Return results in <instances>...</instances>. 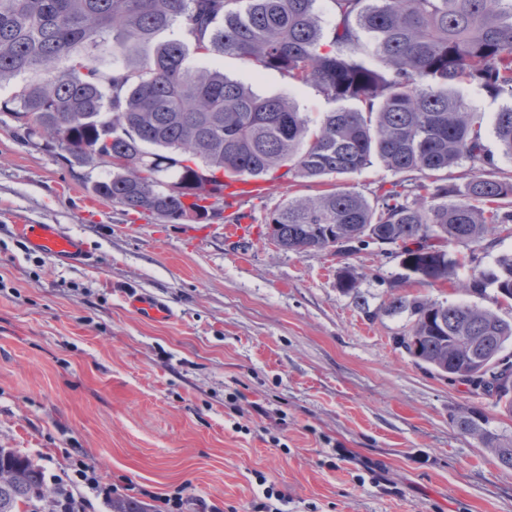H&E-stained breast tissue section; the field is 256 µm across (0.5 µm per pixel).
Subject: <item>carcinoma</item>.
<instances>
[{
  "label": "carcinoma",
  "mask_w": 512,
  "mask_h": 512,
  "mask_svg": "<svg viewBox=\"0 0 512 512\" xmlns=\"http://www.w3.org/2000/svg\"><path fill=\"white\" fill-rule=\"evenodd\" d=\"M325 29L317 0H0V82L37 78L6 116L38 136L87 189L127 211L181 224L222 210L223 176L292 177L322 184L373 161L398 175L368 199L350 187L291 198L270 212L265 235L296 253L358 243L399 260L403 283L512 301V254L477 270L479 253L512 234V180L494 167L477 108L454 91L472 85L512 98V0H331ZM210 59L190 66L188 56ZM315 86L341 103L319 121L286 97L257 94L224 75L216 57ZM71 58L57 71L53 63ZM512 156V105L494 118ZM463 162V184L442 172ZM105 169V176L92 172ZM338 287L370 313L355 270ZM377 312L406 316L395 336L415 363L512 413V320L427 295L393 294ZM500 466L512 438L476 413L455 417ZM50 493L29 458L0 448V512H22Z\"/></svg>",
  "instance_id": "cac0c4a2"
}]
</instances>
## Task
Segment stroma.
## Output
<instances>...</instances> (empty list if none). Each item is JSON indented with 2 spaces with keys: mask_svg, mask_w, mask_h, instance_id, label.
<instances>
[{
  "mask_svg": "<svg viewBox=\"0 0 512 512\" xmlns=\"http://www.w3.org/2000/svg\"><path fill=\"white\" fill-rule=\"evenodd\" d=\"M227 77L292 99L311 119L335 109L313 86L223 58ZM484 116L498 178H512L494 116L512 98L468 85ZM302 180L242 200L252 234L163 224L112 204L88 208L75 173L45 145L0 123V448L29 457L56 512L69 456L103 483L182 493L186 512H259L265 487L283 512H512V471L455 414L473 411L512 436L493 398L420 368L393 338L401 317L377 314L400 293L397 259L376 248L294 253L258 231ZM79 234L90 264L28 251L15 220ZM353 267L374 317L336 286ZM130 288L173 312L153 324L122 303Z\"/></svg>",
  "mask_w": 512,
  "mask_h": 512,
  "instance_id": "1",
  "label": "stroma"
}]
</instances>
